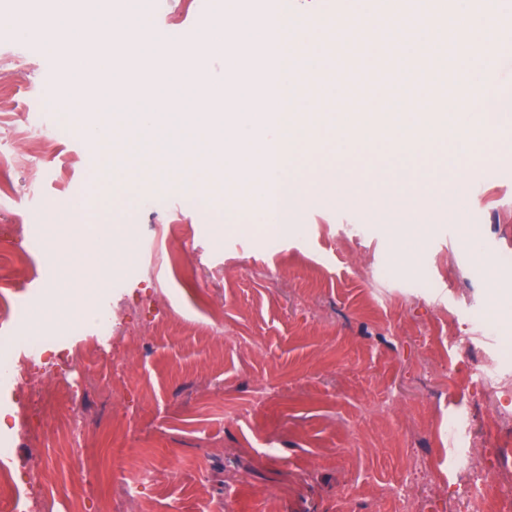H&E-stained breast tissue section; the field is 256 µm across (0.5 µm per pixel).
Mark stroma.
Listing matches in <instances>:
<instances>
[{"instance_id":"1","label":"stroma","mask_w":512,"mask_h":512,"mask_svg":"<svg viewBox=\"0 0 512 512\" xmlns=\"http://www.w3.org/2000/svg\"><path fill=\"white\" fill-rule=\"evenodd\" d=\"M319 33L351 0H278ZM150 21L174 53L203 31L217 0H148ZM447 47L420 39L357 54L347 41L292 64L304 87L338 81L346 99L392 92L465 103L468 82ZM53 62L38 42L0 32V229L16 251L0 262L21 316L54 322L39 343L71 355L43 385L68 379L71 405L50 416L29 389L0 388L15 415L0 473L11 512H106L117 483L144 482L130 456L155 466L126 512H398L393 484L408 483L417 512H467L475 473L492 472L512 500V357L493 313L512 293L493 291L490 259L512 273V165L468 172L469 205L430 191L421 210L435 233L395 236L394 195L405 183L306 188L286 229L161 180L110 206L97 191L118 156L93 145L56 96ZM116 224L112 260L84 281L52 237ZM64 283L58 310L38 304ZM82 299L79 314L62 309ZM101 344L100 360L83 359ZM125 361L124 376L112 363ZM111 384V400L97 388ZM85 434L70 445L72 432ZM44 470L42 483L29 475Z\"/></svg>"}]
</instances>
